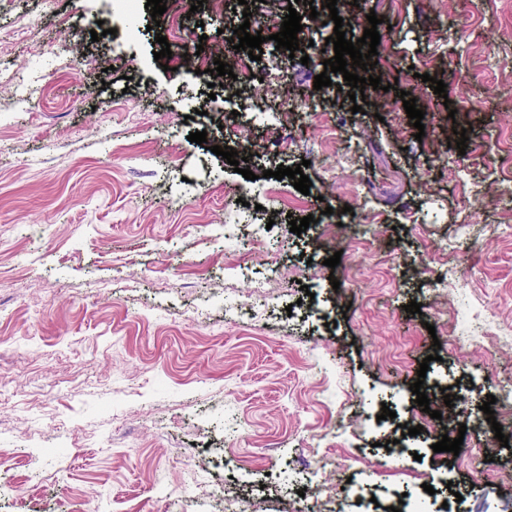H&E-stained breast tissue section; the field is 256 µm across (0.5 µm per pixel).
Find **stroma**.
Wrapping results in <instances>:
<instances>
[{
    "label": "stroma",
    "mask_w": 512,
    "mask_h": 512,
    "mask_svg": "<svg viewBox=\"0 0 512 512\" xmlns=\"http://www.w3.org/2000/svg\"><path fill=\"white\" fill-rule=\"evenodd\" d=\"M324 3L255 0L246 19L237 0H166L154 32L142 6L0 0V512H217L221 494L246 512H386L428 485L435 512H512V448L484 424L463 454L433 452L442 422L410 390L428 362L431 410L457 417L512 385V65L486 66L512 52V0H337L346 39L383 18L382 87L361 113L342 74L314 87L335 56ZM292 8L306 65L271 39ZM245 22L265 38L247 66L271 74L253 96L291 98L294 114L249 120L177 54L215 52ZM229 140L257 147L253 179L212 153ZM300 163L308 193L264 175ZM328 206L342 223L321 219ZM465 220L469 240L449 246ZM352 223L373 231L353 237ZM228 224L267 231L228 243ZM444 269L447 288H432ZM475 305L492 334L455 348ZM447 387L473 398L446 407ZM385 405L395 418L373 426ZM192 464L207 477L188 497Z\"/></svg>",
    "instance_id": "1"
}]
</instances>
